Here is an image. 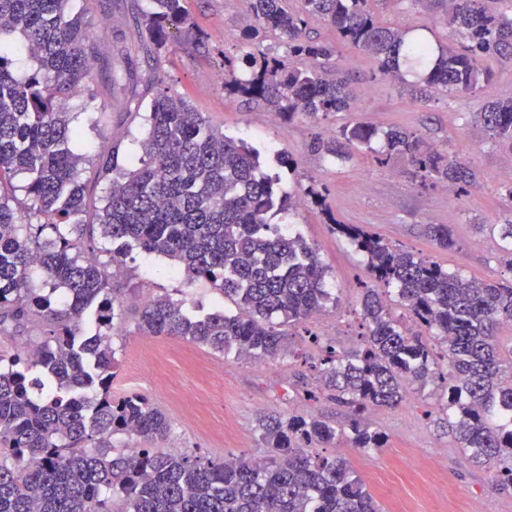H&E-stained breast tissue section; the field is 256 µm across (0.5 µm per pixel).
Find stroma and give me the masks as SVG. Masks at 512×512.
I'll list each match as a JSON object with an SVG mask.
<instances>
[{
	"instance_id": "obj_1",
	"label": "stroma",
	"mask_w": 512,
	"mask_h": 512,
	"mask_svg": "<svg viewBox=\"0 0 512 512\" xmlns=\"http://www.w3.org/2000/svg\"><path fill=\"white\" fill-rule=\"evenodd\" d=\"M71 7L101 31L96 77L80 85L66 104L90 162L111 154L118 165H128L144 134L143 108L163 85L225 134L252 144L264 169L281 172L285 189L312 186L322 194L321 204L298 206L275 221L294 225L316 249L338 300L319 318L289 329L288 350L278 360L227 359L182 338L141 335L132 310L115 324L112 390L143 394L168 416L172 428L163 447L214 460L243 453L260 457L265 453L260 425L268 418L315 412L336 428L348 427V407L323 395L309 397L324 348L350 350L366 332L359 306L361 288L370 280L366 259L336 233L335 224L360 225L468 279L512 281V258L500 247L501 227L512 222V201L506 197L512 145L491 138L477 118L485 101L512 96V57L489 59L496 78L480 92L433 89L427 98L414 99L380 76L371 57L341 43L333 27L315 24L311 36L335 45L329 66L350 79L357 98L352 111L320 123L288 122L274 118L261 99L224 94L225 58L237 60L259 49L283 51L273 35L257 45L239 43L246 0H187L208 44L198 50L186 43L172 46L155 68L147 60L141 25L150 0H71ZM372 8L384 23L424 29L433 39L456 44L442 5L426 10L410 0H374ZM355 120L383 131H415L460 159L474 177L472 184L425 185L400 160L381 165L357 151L339 160L312 150L316 136ZM282 157L288 158V168L279 167ZM429 224L448 225L455 248L433 244L425 233ZM112 284L135 289L141 302L185 296L206 312L228 304L209 281L185 283L168 259L136 250L125 257ZM366 421L382 432L383 448L360 451L344 438L337 446L347 451L382 512H512V490L497 489L490 472L449 437L438 395H413L397 407L368 414Z\"/></svg>"
}]
</instances>
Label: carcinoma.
Masks as SVG:
<instances>
[{"instance_id": "1", "label": "carcinoma", "mask_w": 512, "mask_h": 512, "mask_svg": "<svg viewBox=\"0 0 512 512\" xmlns=\"http://www.w3.org/2000/svg\"><path fill=\"white\" fill-rule=\"evenodd\" d=\"M69 2L0 0V333L10 324L39 329L27 343L35 358L0 354V512H381L352 463L315 446L346 434L354 448L384 447L365 415L430 384L448 395V434L496 486L511 489L512 342L502 343L496 330L512 322V281L463 278L356 224L335 230L431 335L410 332L385 292L363 288L368 334L353 350L326 351L318 392L310 393L349 407L348 431L315 413L271 418L261 425L262 458L220 463L172 449L112 448L118 433L155 441L171 430L145 396L112 395V329L125 301L114 295L110 268L127 253L167 258L191 278L213 282L234 305L196 315L187 300L158 296L139 310L143 335L178 336L238 360L284 354L280 327L321 313L332 294L328 270L301 234L272 223L301 200L320 204V194L284 191L255 148L178 94L153 96L131 166L109 157L82 177L86 159L65 102L94 79L96 43ZM299 2L291 11L287 0H247L250 22L239 30L245 43L276 35L286 57L249 52L242 69L224 58V92L260 98L283 120L319 122L353 102L327 65L335 47L309 35L314 21L372 57L382 76L401 83L406 72L416 76L412 89L475 93L494 78L485 59L512 55V12H488L482 0H448L455 48L382 24L373 0ZM151 4L142 25L154 60L179 34L205 46L185 0ZM15 35L34 61L23 77L12 72ZM478 118L493 138L512 142V98L487 102ZM343 144L380 164L403 160L425 182H472L465 164L406 129L355 121L313 147L334 155ZM19 174L26 204L12 190ZM103 181L109 188L97 199L94 186ZM97 235L120 243L107 261L95 255ZM426 235L443 250L456 245L446 224L426 225ZM35 370L40 377H30Z\"/></svg>"}]
</instances>
